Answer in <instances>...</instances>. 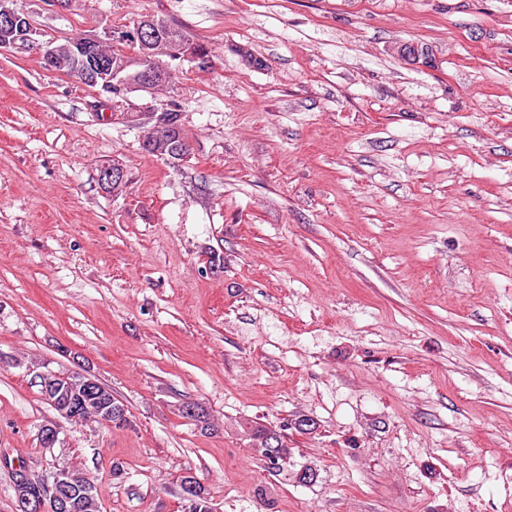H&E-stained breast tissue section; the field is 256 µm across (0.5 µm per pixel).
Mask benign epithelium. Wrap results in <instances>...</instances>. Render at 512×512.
Listing matches in <instances>:
<instances>
[{
	"mask_svg": "<svg viewBox=\"0 0 512 512\" xmlns=\"http://www.w3.org/2000/svg\"><path fill=\"white\" fill-rule=\"evenodd\" d=\"M155 36L153 21L141 19L130 37L144 46ZM32 40V29L28 26L26 13L17 7V0H0V51L17 48ZM102 39L96 34H87L65 46L55 45L46 49L43 54L45 67L56 70L60 51H65L75 66L86 68L97 75V79L105 84H113L128 92L135 90L151 92L157 80L155 74L148 68L139 71L131 80L111 74L109 64L102 58ZM166 105L154 107L137 116L151 126L153 131L170 130L174 128L171 117L166 115ZM91 482L84 475H78L67 468H57L51 476L45 478L37 490L29 493L20 490L17 498V509L20 512H70L68 502L62 498V490L66 487L81 488L90 491Z\"/></svg>",
	"mask_w": 512,
	"mask_h": 512,
	"instance_id": "7a95c632",
	"label": "benign epithelium"
}]
</instances>
